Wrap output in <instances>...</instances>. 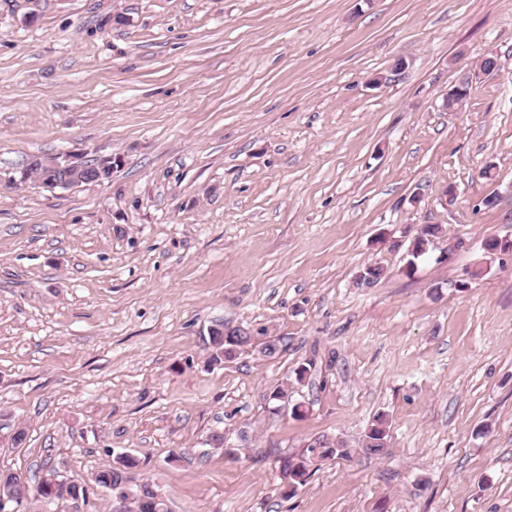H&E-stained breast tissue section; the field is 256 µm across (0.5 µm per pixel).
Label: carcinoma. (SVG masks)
Here are the masks:
<instances>
[{"mask_svg": "<svg viewBox=\"0 0 512 512\" xmlns=\"http://www.w3.org/2000/svg\"><path fill=\"white\" fill-rule=\"evenodd\" d=\"M52 159L35 156L19 172L18 180L26 181L30 177H37L43 185L55 187L59 182H65L68 173L51 168ZM441 227L437 224H426L415 236L411 244V256L408 269H413L414 260L424 255L432 239L440 233ZM254 336L240 328L229 330L225 327L213 328L209 331L211 345L210 362L216 365L234 359L238 352L246 346L252 345ZM387 422L384 416L378 414L374 417L370 428L365 434L362 447L350 448L342 440L335 441L331 437H322L309 448V455L296 462L285 461L283 470L288 476V493L293 494L306 484L310 478V467L317 461L333 458H349L352 453L361 451L367 455H382L387 448ZM132 461L127 457L120 458V465L101 467L97 470L95 484L107 490L120 491L126 489L125 483L130 481L127 468ZM134 497L135 512H170L166 509L165 498L156 491L151 484L142 483L131 489Z\"/></svg>", "mask_w": 512, "mask_h": 512, "instance_id": "obj_1", "label": "carcinoma"}]
</instances>
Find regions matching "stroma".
<instances>
[{
  "instance_id": "stroma-1",
  "label": "stroma",
  "mask_w": 512,
  "mask_h": 512,
  "mask_svg": "<svg viewBox=\"0 0 512 512\" xmlns=\"http://www.w3.org/2000/svg\"><path fill=\"white\" fill-rule=\"evenodd\" d=\"M35 155L117 166L8 184ZM424 224L444 236L411 269ZM490 238L512 239V0H0L1 471L129 456L173 512H512ZM219 322L257 346L207 365ZM380 412L388 452L359 454ZM323 435L353 455L287 495Z\"/></svg>"
}]
</instances>
